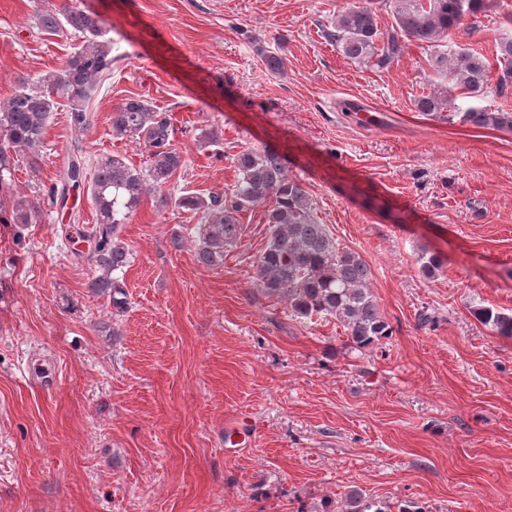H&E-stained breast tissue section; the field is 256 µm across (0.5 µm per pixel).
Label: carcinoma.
<instances>
[{"mask_svg":"<svg viewBox=\"0 0 512 512\" xmlns=\"http://www.w3.org/2000/svg\"><path fill=\"white\" fill-rule=\"evenodd\" d=\"M491 0H398L395 26L387 32L378 27L373 0L336 14L323 29V35L336 44L343 54L359 64L384 69L399 60L406 43L417 42L430 51L431 65L445 72L452 88L466 98L484 92L490 85L492 69H497V86L512 84V36L499 40L497 65L474 49L453 54L444 50V40L467 19L486 12ZM67 24L83 38V45L65 66L46 79V88L32 90L21 86L0 106V185L7 183L13 158L11 147L26 154L35 165L50 115L62 104L69 112L70 126L84 131L93 121L89 105L102 78L112 71L117 57L112 42L102 40L105 20L101 15L78 4L50 5L39 17L41 29L53 33ZM267 69L273 74L284 71V58L277 52L260 50ZM456 98L444 100L434 94L416 101L420 112L438 113L455 107ZM463 123L512 129V113L493 112L470 106L455 113ZM112 133L118 137H137L148 156L147 165L136 168L119 155L97 161L90 194L98 219L90 231L94 242L93 258L100 269L88 284L96 294H110L112 305L123 304L120 280L112 273L128 263V250L119 240L121 226L127 223L150 191L161 201L197 211L204 218L198 258L215 266L224 263V250L240 234L242 212L265 206L270 239L255 261L258 284L269 295L286 301L290 312L300 318L333 316L347 330V340L354 347L369 348L390 334L369 283L372 271L364 258L340 247L327 225L318 221L309 193L298 180L288 176L286 159L278 150H244L235 162L238 176L231 194L222 196L186 193L173 196L166 192L171 178L183 168V152L175 147L174 127L167 113L157 110L141 98H126L112 110ZM82 160H71L57 182L46 189L53 205L66 207L67 196L81 188ZM37 211L26 199H15L11 213L0 208L3 224H31ZM479 320L490 324L501 336H512V315L483 309ZM343 512H391V505L372 501L359 489L345 494Z\"/></svg>","mask_w":512,"mask_h":512,"instance_id":"obj_1","label":"carcinoma"}]
</instances>
